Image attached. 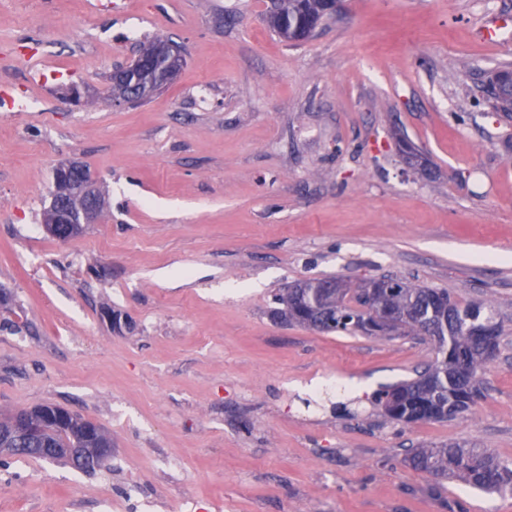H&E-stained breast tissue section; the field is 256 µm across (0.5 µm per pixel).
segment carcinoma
Instances as JSON below:
<instances>
[{
  "label": "carcinoma",
  "instance_id": "carcinoma-1",
  "mask_svg": "<svg viewBox=\"0 0 512 512\" xmlns=\"http://www.w3.org/2000/svg\"><path fill=\"white\" fill-rule=\"evenodd\" d=\"M320 12L318 0H271L267 14L269 28L282 40L301 31L311 36V22ZM316 288H294L278 297L284 320L323 333L385 336L387 327L372 318L385 307L397 315V333L424 336L434 342L435 361L416 372V377L386 386L376 393L383 404L391 394L402 391L406 399L385 412L388 421L409 425L426 421H446L468 412L482 396L481 375L495 354L475 340V333L486 328L499 333L493 311L484 303L461 304L447 290L393 280L389 292L373 295L366 291L369 279L355 283L336 276L310 279ZM89 419L77 414L73 423L59 429L43 425L41 431L23 435L16 442V455L68 465L79 472H90V463L67 455L66 449L84 444L81 427ZM404 462L414 471L430 475L440 490L445 480L461 481L486 492L512 495V462L473 441L419 446L408 450Z\"/></svg>",
  "mask_w": 512,
  "mask_h": 512
}]
</instances>
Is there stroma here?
<instances>
[{
    "label": "stroma",
    "mask_w": 512,
    "mask_h": 512,
    "mask_svg": "<svg viewBox=\"0 0 512 512\" xmlns=\"http://www.w3.org/2000/svg\"><path fill=\"white\" fill-rule=\"evenodd\" d=\"M266 3L0 0V90L27 105H0V414L61 405L113 448L92 475L0 462V512H512L457 481L432 496L402 454L468 440L512 460V124L480 92L512 32L478 34L512 0H342L298 45ZM156 36L179 75L113 105L105 73ZM67 158L108 208L64 243L42 214ZM382 274L496 313L469 412L405 426L374 404L429 341L272 315L295 281Z\"/></svg>",
    "instance_id": "1"
}]
</instances>
